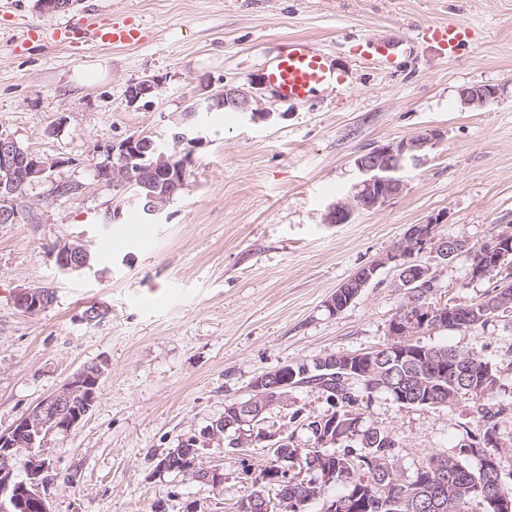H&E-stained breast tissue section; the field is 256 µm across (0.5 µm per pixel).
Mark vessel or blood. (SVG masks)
<instances>
[{
	"label": "vessel or blood",
	"instance_id": "1",
	"mask_svg": "<svg viewBox=\"0 0 512 512\" xmlns=\"http://www.w3.org/2000/svg\"><path fill=\"white\" fill-rule=\"evenodd\" d=\"M465 34V28L440 25L418 30L416 36L438 43L444 53L452 58L457 54ZM143 38V29L125 19L69 25L52 34L53 41L65 47L77 41L114 48L127 47L140 43ZM264 77L280 100L302 104L320 87L346 90L349 72L334 66L316 43L305 38H294L289 41L286 51L266 67Z\"/></svg>",
	"mask_w": 512,
	"mask_h": 512
}]
</instances>
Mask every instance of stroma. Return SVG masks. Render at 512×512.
<instances>
[{"label": "stroma", "instance_id": "stroma-1", "mask_svg": "<svg viewBox=\"0 0 512 512\" xmlns=\"http://www.w3.org/2000/svg\"><path fill=\"white\" fill-rule=\"evenodd\" d=\"M110 16L140 24L144 41L66 49L47 40L63 25ZM434 24L468 29L455 60L424 41L403 49L416 28ZM294 37L348 64L349 88L300 105L279 100L264 67ZM366 39L389 48L393 68L354 59ZM147 77L159 89L129 104L128 84ZM205 79L249 91L270 120L202 113L203 142L161 218L128 207L122 223H105L117 198L96 179L103 147L169 134ZM480 85L497 97L465 104L462 89ZM427 129L441 137L407 165L399 195L348 223H325L331 203L352 198L356 157ZM0 134L54 162L52 180L84 186L56 198L42 183L28 201L34 220L0 224V434L99 365L90 412L44 439L51 512H238L271 459L263 444L202 449L203 464L224 470L218 488L158 472L159 458L222 417L226 401L248 399L256 376L384 344L404 302L393 265L342 311L327 302L410 225L442 216L439 234L472 247L512 231V0H77L56 15L12 0L0 7ZM64 241L86 244L91 268L60 274L53 247ZM417 260L436 274L432 304L475 303L490 289L470 280L468 254L442 263L426 250ZM39 286L52 287V302L24 312L16 293ZM92 306L102 318L87 319ZM418 339L496 366L507 407L497 420L501 472L512 483V312ZM360 413L363 425L392 432L408 477L478 429L466 398L428 408L376 392Z\"/></svg>", "mask_w": 512, "mask_h": 512}]
</instances>
